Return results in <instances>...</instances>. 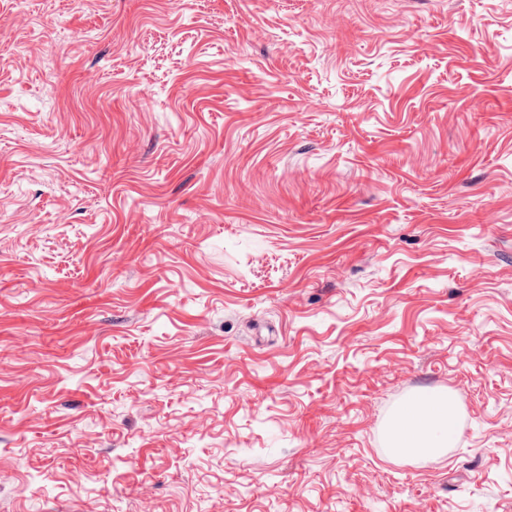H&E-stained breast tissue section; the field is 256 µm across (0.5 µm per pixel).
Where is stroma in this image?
I'll list each match as a JSON object with an SVG mask.
<instances>
[{"mask_svg":"<svg viewBox=\"0 0 512 512\" xmlns=\"http://www.w3.org/2000/svg\"><path fill=\"white\" fill-rule=\"evenodd\" d=\"M0 512H512V0H0ZM457 406L447 392L421 395L387 428L390 455L396 459L435 460L451 447Z\"/></svg>","mask_w":512,"mask_h":512,"instance_id":"1","label":"stroma"}]
</instances>
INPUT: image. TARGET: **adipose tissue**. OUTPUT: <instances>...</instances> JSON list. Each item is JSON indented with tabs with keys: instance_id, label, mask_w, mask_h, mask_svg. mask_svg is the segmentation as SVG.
Masks as SVG:
<instances>
[{
	"instance_id": "obj_1",
	"label": "adipose tissue",
	"mask_w": 512,
	"mask_h": 512,
	"mask_svg": "<svg viewBox=\"0 0 512 512\" xmlns=\"http://www.w3.org/2000/svg\"><path fill=\"white\" fill-rule=\"evenodd\" d=\"M456 417L457 406L448 393L421 395L388 424L391 456L396 459L439 458L452 443Z\"/></svg>"
}]
</instances>
